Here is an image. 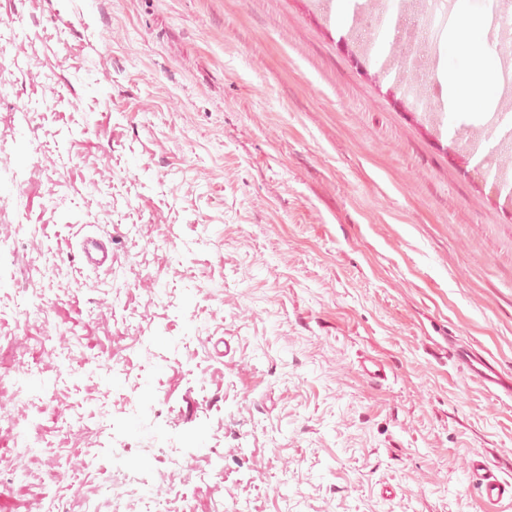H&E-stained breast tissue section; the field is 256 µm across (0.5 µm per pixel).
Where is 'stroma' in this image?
Segmentation results:
<instances>
[{"mask_svg": "<svg viewBox=\"0 0 512 512\" xmlns=\"http://www.w3.org/2000/svg\"><path fill=\"white\" fill-rule=\"evenodd\" d=\"M6 27L0 512H83L124 446L170 460V512H482L462 463L512 473V399L449 351L512 379V204L466 142L485 107L432 121L389 41L317 0H0ZM23 369L46 381L16 425ZM143 391L157 415L128 411ZM111 242V237L86 235L79 242L80 257L93 268L106 266L110 257L109 245Z\"/></svg>", "mask_w": 512, "mask_h": 512, "instance_id": "35a3bbf8", "label": "stroma"}]
</instances>
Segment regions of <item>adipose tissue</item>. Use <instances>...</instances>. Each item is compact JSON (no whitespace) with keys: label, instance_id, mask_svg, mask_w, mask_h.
Instances as JSON below:
<instances>
[{"label":"adipose tissue","instance_id":"1","mask_svg":"<svg viewBox=\"0 0 512 512\" xmlns=\"http://www.w3.org/2000/svg\"><path fill=\"white\" fill-rule=\"evenodd\" d=\"M493 21L487 11L465 17L454 22L438 44L436 74L450 111L475 102L491 105L498 97L496 61L487 50Z\"/></svg>","mask_w":512,"mask_h":512}]
</instances>
